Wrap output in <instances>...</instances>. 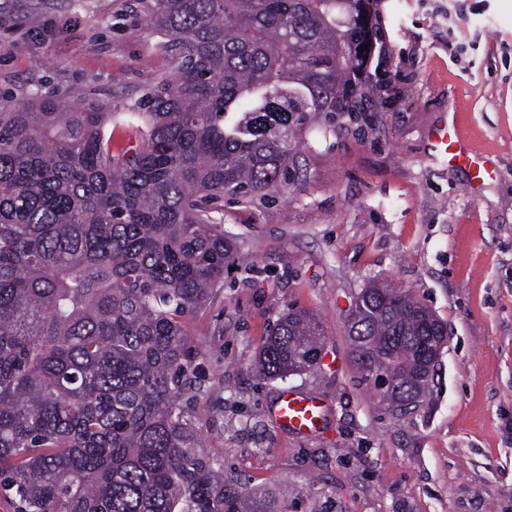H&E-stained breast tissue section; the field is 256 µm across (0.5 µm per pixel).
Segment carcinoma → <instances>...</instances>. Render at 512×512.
<instances>
[{"mask_svg": "<svg viewBox=\"0 0 512 512\" xmlns=\"http://www.w3.org/2000/svg\"><path fill=\"white\" fill-rule=\"evenodd\" d=\"M369 4L149 0L176 61L118 155L100 105L0 101V482L16 512H272L196 449L177 405L187 320L232 260L212 202L273 192L309 117L359 111ZM426 315L388 283L349 315L354 362L395 380L378 389L391 405L432 379ZM323 337L314 315H282L262 374L304 370Z\"/></svg>", "mask_w": 512, "mask_h": 512, "instance_id": "cac0c4a2", "label": "carcinoma"}]
</instances>
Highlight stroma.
<instances>
[{
  "mask_svg": "<svg viewBox=\"0 0 512 512\" xmlns=\"http://www.w3.org/2000/svg\"><path fill=\"white\" fill-rule=\"evenodd\" d=\"M147 0H0V97L112 110V150L136 143L175 52ZM389 69L364 111L311 117L277 193L225 195L237 258L187 321L196 381L179 401L203 455L274 512H512V0H373ZM455 123L487 172L438 155ZM385 280L448 329L430 389L402 410L356 369L346 322ZM325 332L319 365L263 378L259 352L288 308ZM320 399L313 433L273 415Z\"/></svg>",
  "mask_w": 512,
  "mask_h": 512,
  "instance_id": "35a3bbf8",
  "label": "stroma"
}]
</instances>
